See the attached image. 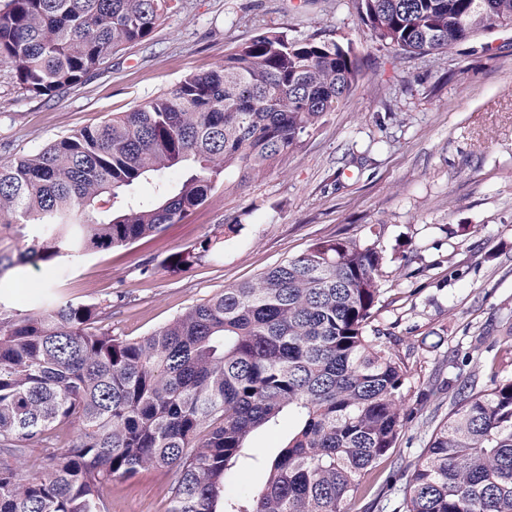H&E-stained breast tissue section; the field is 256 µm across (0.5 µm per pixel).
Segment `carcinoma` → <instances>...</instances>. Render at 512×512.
Wrapping results in <instances>:
<instances>
[{
	"mask_svg": "<svg viewBox=\"0 0 512 512\" xmlns=\"http://www.w3.org/2000/svg\"><path fill=\"white\" fill-rule=\"evenodd\" d=\"M175 0H10L0 60L35 97L81 82L145 41ZM401 54H430L512 23V0H360ZM360 71L335 41L263 33L144 105L0 163V221L30 224L18 265L108 249L177 224L226 177H258L300 150ZM152 186L153 197L140 194ZM209 239L168 260L181 268ZM384 257L318 240L166 326L121 339L97 307L0 302V512H108L106 489L146 469L175 474L166 512H351L405 427L407 367L369 331ZM463 381L450 416L400 468L393 512H512V377ZM296 426L255 492L224 494L246 446L283 413ZM75 435L59 450L61 431ZM36 450L45 471L24 465Z\"/></svg>",
	"mask_w": 512,
	"mask_h": 512,
	"instance_id": "1",
	"label": "carcinoma"
}]
</instances>
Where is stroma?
Masks as SVG:
<instances>
[{
    "label": "stroma",
    "mask_w": 512,
    "mask_h": 512,
    "mask_svg": "<svg viewBox=\"0 0 512 512\" xmlns=\"http://www.w3.org/2000/svg\"><path fill=\"white\" fill-rule=\"evenodd\" d=\"M266 31L333 40L360 61L349 96L302 150L246 186L217 184L181 222L131 245L18 265L0 278V300L34 310L54 292L96 305L100 328L136 339L317 240L376 245L385 260L373 325L408 367L413 411L383 465L392 471L446 420L458 375H484L465 352L512 348V27L401 56L371 36L358 0H178L149 39L54 98L30 96L0 62V163L131 111ZM233 222L238 233L225 235ZM207 238L212 252L168 266ZM173 480L150 469L113 481L110 512L167 500Z\"/></svg>",
    "instance_id": "35a3bbf8"
}]
</instances>
